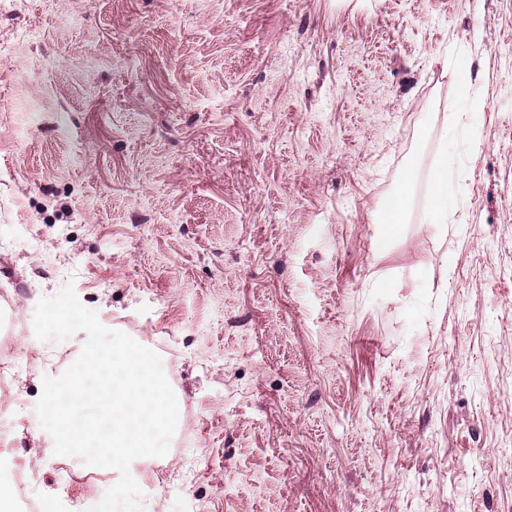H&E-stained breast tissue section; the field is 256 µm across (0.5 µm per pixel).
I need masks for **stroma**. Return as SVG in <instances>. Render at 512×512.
<instances>
[{"mask_svg":"<svg viewBox=\"0 0 512 512\" xmlns=\"http://www.w3.org/2000/svg\"><path fill=\"white\" fill-rule=\"evenodd\" d=\"M69 284L179 400L145 512H512V0H0L9 399L78 358ZM50 441L0 469L100 503ZM455 177V171L446 164L439 169L433 180L434 205L428 212L424 221L428 224H444L448 221V213L454 211L456 200L450 191V186Z\"/></svg>","mask_w":512,"mask_h":512,"instance_id":"obj_1","label":"stroma"}]
</instances>
